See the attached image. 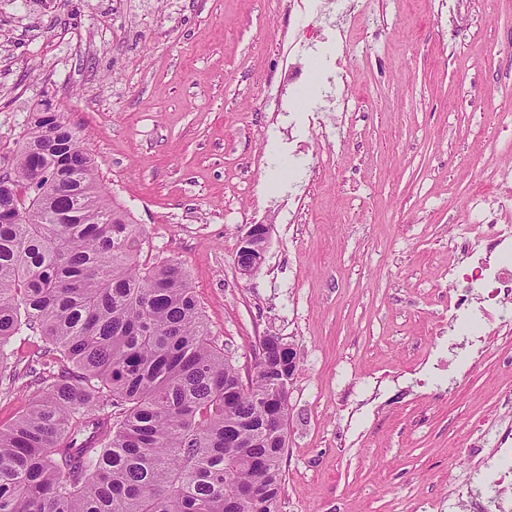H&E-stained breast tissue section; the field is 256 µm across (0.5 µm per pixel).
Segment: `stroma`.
Returning a JSON list of instances; mask_svg holds the SVG:
<instances>
[{
	"instance_id": "obj_1",
	"label": "stroma",
	"mask_w": 512,
	"mask_h": 512,
	"mask_svg": "<svg viewBox=\"0 0 512 512\" xmlns=\"http://www.w3.org/2000/svg\"><path fill=\"white\" fill-rule=\"evenodd\" d=\"M1 59L0 169L29 113H65L241 374L263 337L296 348L282 512L463 503L490 453L464 429L512 389V300L470 352L448 228L512 225V0H0ZM13 349L0 428L36 396ZM269 226L265 224H250L241 234L238 242L237 255L239 252H250L254 254L255 261L250 266H243L237 261L240 274L250 277L261 267L266 248L268 245Z\"/></svg>"
}]
</instances>
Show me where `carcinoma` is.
<instances>
[{
  "mask_svg": "<svg viewBox=\"0 0 512 512\" xmlns=\"http://www.w3.org/2000/svg\"><path fill=\"white\" fill-rule=\"evenodd\" d=\"M99 170L64 113L34 112L0 174V361L33 343L38 387L0 429V512H280L288 349L264 342L243 383Z\"/></svg>",
  "mask_w": 512,
  "mask_h": 512,
  "instance_id": "carcinoma-1",
  "label": "carcinoma"
}]
</instances>
